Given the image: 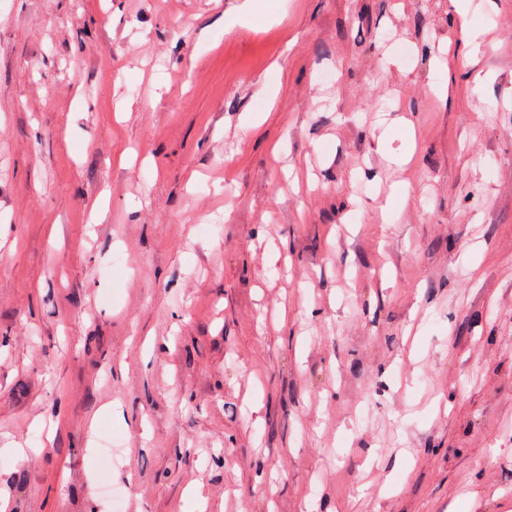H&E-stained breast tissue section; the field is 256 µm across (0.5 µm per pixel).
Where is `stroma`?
Segmentation results:
<instances>
[{
    "mask_svg": "<svg viewBox=\"0 0 512 512\" xmlns=\"http://www.w3.org/2000/svg\"><path fill=\"white\" fill-rule=\"evenodd\" d=\"M468 11L0 0V512H113L105 433L124 512H512V0Z\"/></svg>",
    "mask_w": 512,
    "mask_h": 512,
    "instance_id": "stroma-1",
    "label": "stroma"
}]
</instances>
